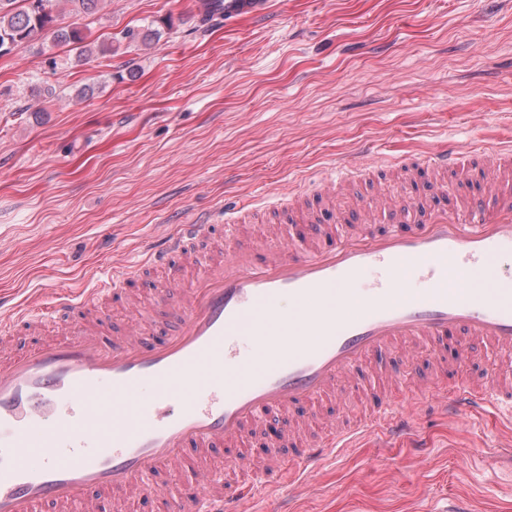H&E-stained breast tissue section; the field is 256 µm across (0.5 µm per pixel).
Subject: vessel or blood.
Segmentation results:
<instances>
[{"label":"vessel or blood","instance_id":"b4317fda","mask_svg":"<svg viewBox=\"0 0 512 512\" xmlns=\"http://www.w3.org/2000/svg\"><path fill=\"white\" fill-rule=\"evenodd\" d=\"M366 156L367 164L341 161L321 177V197L335 198L360 172L376 176L392 165L374 151ZM402 169L410 184L449 173L479 177L492 193L430 205L401 195L384 231L372 230L366 210L350 234L318 226L293 249L272 228L267 247L228 249L216 263L199 257L211 242L208 220L170 225L146 260L195 273L173 332L159 338L138 322L108 336L80 319L75 338L0 363V512H32L41 503L99 512L92 491L159 493L158 474L188 453L204 459L223 445L226 467L249 465L285 485L365 435L407 433L416 410L432 402L453 415L488 406L512 418V373L466 374L479 348L512 356V279L498 273L500 259L512 256V146L465 153L452 146ZM370 269L381 276L359 291L355 283ZM139 273L136 264L117 266L95 288L1 319L0 350L14 334L94 306ZM414 276L425 291L409 290ZM259 332L269 337L265 345L254 341ZM400 346L411 356L428 348L436 371L401 401L385 393L400 372H359ZM357 388L373 398L364 415L314 431L308 406ZM118 407L125 418L115 416ZM254 491L206 477L194 493L170 494L168 512H244Z\"/></svg>","mask_w":512,"mask_h":512}]
</instances>
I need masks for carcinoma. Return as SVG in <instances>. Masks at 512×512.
<instances>
[{
  "label": "carcinoma",
  "mask_w": 512,
  "mask_h": 512,
  "mask_svg": "<svg viewBox=\"0 0 512 512\" xmlns=\"http://www.w3.org/2000/svg\"><path fill=\"white\" fill-rule=\"evenodd\" d=\"M112 0H0V57L21 45L48 40L54 46H68L76 58L94 53L110 56L120 48L146 45L160 38L152 27L129 28L118 39L98 41L85 19L99 14ZM71 21L64 23L61 17Z\"/></svg>",
  "instance_id": "1"
}]
</instances>
